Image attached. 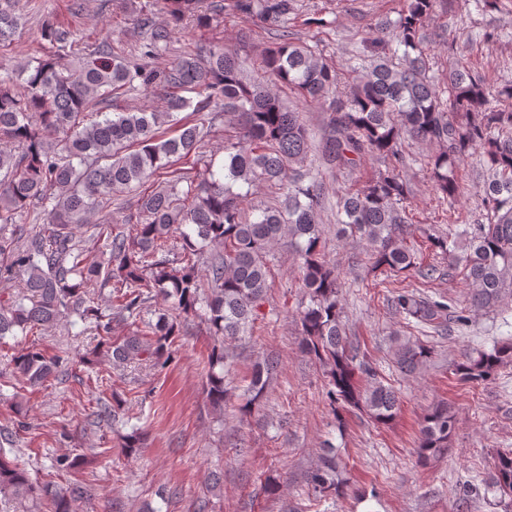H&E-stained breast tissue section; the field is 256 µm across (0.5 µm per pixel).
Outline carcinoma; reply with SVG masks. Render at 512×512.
<instances>
[{
  "label": "carcinoma",
  "mask_w": 512,
  "mask_h": 512,
  "mask_svg": "<svg viewBox=\"0 0 512 512\" xmlns=\"http://www.w3.org/2000/svg\"><path fill=\"white\" fill-rule=\"evenodd\" d=\"M18 2L0 0L1 46L11 45L21 27ZM165 3L168 23L147 14L134 19L144 33L143 64L116 56L105 40L74 73L50 59L20 66L21 90L13 78L0 77V339L27 336L76 316L103 337L100 355L112 358V365L141 356L165 363L182 314L204 319L211 334L232 342L257 319L269 288V250L286 238L300 256L309 299L299 313L298 345L324 371L337 428L345 427L351 413L390 423L400 408L399 394L384 384L360 340L348 334L339 279L321 253L318 209L325 186L322 175L307 168L311 143L299 113L267 83L246 80L229 48L154 64L184 18L208 20L200 0ZM437 3L403 0L394 25L375 23L353 55L370 65L350 66L352 83L342 95L336 69L302 41L281 39L265 51L262 63L270 79L290 86L304 101L329 103L318 151L330 168L351 171L365 155L386 161L385 170L365 186L336 194L339 234L366 245L374 271L398 276L414 269L427 281L437 273L434 266L417 265L407 245L421 226L406 206L412 189L403 176L405 143L433 147L427 155L430 177L450 202L463 194L457 168L479 154L487 172L481 194L487 223L462 231L457 254L442 237L431 234L427 241L430 249L448 255V270H462L468 312H492L512 303V84L492 91L457 63L442 81L431 75L430 48L440 45L455 57L473 44L470 38L461 46L448 40L445 29L427 32L424 22ZM232 7L282 22L295 10V0H232ZM41 37L59 57L82 41L77 30L53 23L42 27ZM136 84L172 89L166 109L110 112L113 98ZM217 105L240 119L239 131L225 138L224 164L218 168L199 154L204 132L212 128L203 113ZM185 111L190 116L176 135L164 137L161 125ZM190 156L192 175L178 167ZM239 183L266 185L282 200L251 220L241 210L243 194L234 191ZM123 190L137 196L134 211L118 221L112 217V194ZM32 214L40 223H21ZM89 222L104 241L102 251L86 248L77 235V227ZM99 283L112 288L108 319L90 295ZM159 297L176 316L163 312L154 323L143 319L144 328L112 340L113 320L152 314ZM390 304L405 320L437 330L466 320L463 312L424 294L396 292ZM393 357L402 373L413 375L424 369L431 351L396 338ZM227 362V349L211 353L206 390L218 409L232 393L223 371ZM59 363L61 356L33 344L13 360L15 372L31 387L55 376ZM507 364H512L511 342L465 352L455 372L463 381H486ZM268 371L265 362L253 365L242 413L259 404ZM455 429L448 405L432 406L420 429L418 463L425 466L442 454ZM344 472L339 449L329 444L307 474V485L318 498L345 495L351 484ZM483 486L512 507V452L495 454ZM89 496L90 488L80 483L63 494L48 485L35 487L0 456V512H19L13 504L40 498L50 499L53 512H73V503Z\"/></svg>",
  "instance_id": "cac0c4a2"
}]
</instances>
